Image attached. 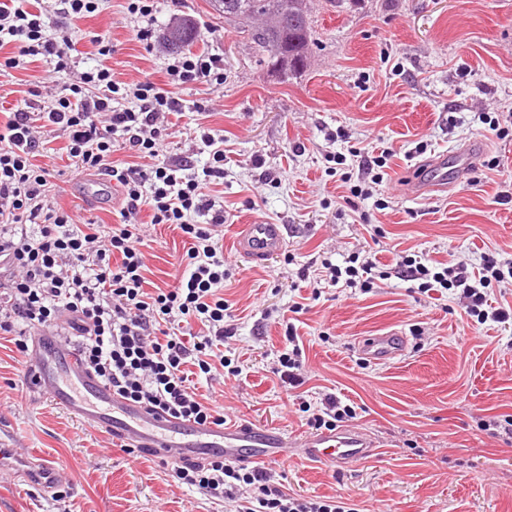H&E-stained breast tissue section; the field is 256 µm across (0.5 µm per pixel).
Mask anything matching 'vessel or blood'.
Listing matches in <instances>:
<instances>
[{
  "label": "vessel or blood",
  "mask_w": 512,
  "mask_h": 512,
  "mask_svg": "<svg viewBox=\"0 0 512 512\" xmlns=\"http://www.w3.org/2000/svg\"><path fill=\"white\" fill-rule=\"evenodd\" d=\"M286 236L287 228L282 224H246L236 239V248L251 261L261 263L282 250ZM404 349L403 337L395 332L359 342L361 354L376 362L394 360ZM28 383L33 390L48 395L56 406L128 448L146 449L171 460L220 453L228 462L254 463L279 455L288 445L286 436L270 428L198 425L132 404L93 377L74 348L54 335L34 337L28 356ZM297 448L304 461L341 470L370 457L375 443L363 431L343 428L308 435ZM0 471L14 474L17 483L46 493L56 489L62 478L58 468L38 456H25L12 448H0Z\"/></svg>",
  "instance_id": "obj_1"
}]
</instances>
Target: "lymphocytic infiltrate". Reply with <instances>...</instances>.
I'll use <instances>...</instances> for the list:
<instances>
[{
    "mask_svg": "<svg viewBox=\"0 0 512 512\" xmlns=\"http://www.w3.org/2000/svg\"><path fill=\"white\" fill-rule=\"evenodd\" d=\"M17 45L25 56L54 60L68 68L70 39L51 30L28 0H0V47ZM171 80L184 84H223L218 58L188 55L172 64ZM133 95L135 107H118ZM181 100L150 81L127 90L112 67L98 65L70 81L65 93L44 102L40 111L15 110L0 129V335H10L19 353L38 332L66 330L77 336V351L87 368L121 397L198 424H220L223 407L199 400L188 373L211 375L215 367L237 370L219 353L224 343L227 271L215 237L225 223L209 187L224 178V143L209 131L200 140L210 162L201 174L190 171L188 157L166 155L172 134L170 116H182ZM60 129L78 169L106 176L119 188L122 223L75 222L51 195L56 170L35 164L45 131ZM140 160L121 166L112 160L114 144ZM155 224L175 225L188 243L181 257L185 270L167 287L147 289L141 211ZM397 278L417 282L421 292L441 288L459 292L476 324L504 323L512 313L492 307L490 296L512 279V259L487 254L477 271L433 264L424 257H402ZM197 340H186L193 325ZM179 484L217 498L235 500L240 485L257 495L244 512H357L347 499H301L272 483L269 474L248 472L216 456L204 464L170 462Z\"/></svg>",
    "mask_w": 512,
    "mask_h": 512,
    "instance_id": "lymphocytic-infiltrate-1",
    "label": "lymphocytic infiltrate"
}]
</instances>
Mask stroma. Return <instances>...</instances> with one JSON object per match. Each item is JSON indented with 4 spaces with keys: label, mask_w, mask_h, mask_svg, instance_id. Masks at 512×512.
Masks as SVG:
<instances>
[{
    "label": "stroma",
    "mask_w": 512,
    "mask_h": 512,
    "mask_svg": "<svg viewBox=\"0 0 512 512\" xmlns=\"http://www.w3.org/2000/svg\"><path fill=\"white\" fill-rule=\"evenodd\" d=\"M44 14L73 42L69 62L85 71L103 63L97 37L113 49L117 79L150 80L182 99L185 114L165 145L192 155L205 125L224 140V181L213 186L226 223L217 239L230 336L224 353L237 366L230 383L200 381L201 400H221L227 423L273 428L292 439L311 434L308 409L336 395L356 409L345 428L366 431L374 455L338 471L295 452L262 463L273 483L300 498L342 496L359 512H512V320L471 326L449 292L421 293L390 278L366 292L329 286L311 300L309 282L322 259L345 264L369 250L377 265L422 255L436 262L484 254L512 258V0H311L316 42L307 67L284 79L256 62L250 41L225 24L207 0H158L150 28L193 18V54L224 61V83L178 84L175 60L160 43L137 36L142 22L126 0H98L96 12L62 18L54 0ZM16 58L7 66L5 58ZM53 62L0 48V123L33 91L59 93ZM505 127L489 131V120ZM476 139L484 159L448 189L415 196L411 186L437 154ZM388 153L382 183L348 199L341 175L352 150ZM346 155L333 167L329 156ZM37 163L52 165L59 204L100 224L121 223L120 194L101 182L102 200L81 195L88 174L65 151L62 132L46 136ZM148 287H166L186 250L179 229L141 212ZM286 225L288 245L266 264L243 258L235 239L243 224ZM307 310L289 315L299 298ZM294 324L304 351V382H282L278 358ZM390 331L406 339L398 358L377 363L358 342ZM25 358L0 339V448L39 453L65 475L64 499L81 512H236L238 505L177 487L159 458L126 454L24 382ZM0 512H57L52 495L14 486L0 473Z\"/></svg>",
    "instance_id": "obj_1"
}]
</instances>
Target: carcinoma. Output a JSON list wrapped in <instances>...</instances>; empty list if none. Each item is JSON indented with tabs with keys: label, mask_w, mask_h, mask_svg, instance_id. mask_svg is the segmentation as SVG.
<instances>
[{
	"label": "carcinoma",
	"mask_w": 512,
	"mask_h": 512,
	"mask_svg": "<svg viewBox=\"0 0 512 512\" xmlns=\"http://www.w3.org/2000/svg\"><path fill=\"white\" fill-rule=\"evenodd\" d=\"M309 0H208L212 10L226 22H233L246 33L256 48L258 62L269 65L271 39L288 46L279 64L290 73L306 65L311 43Z\"/></svg>",
	"instance_id": "obj_1"
}]
</instances>
